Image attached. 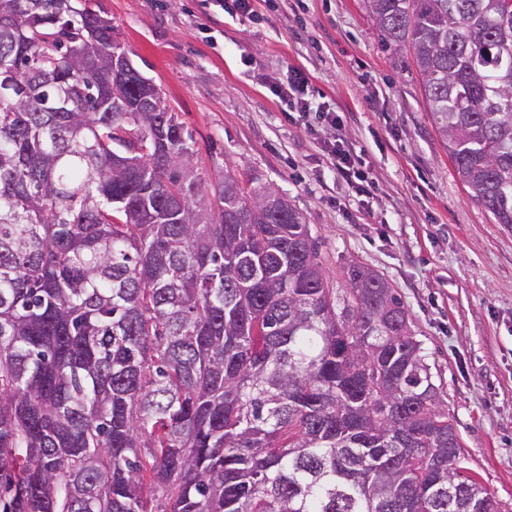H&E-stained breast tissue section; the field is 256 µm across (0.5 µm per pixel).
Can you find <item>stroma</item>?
Masks as SVG:
<instances>
[{
  "mask_svg": "<svg viewBox=\"0 0 512 512\" xmlns=\"http://www.w3.org/2000/svg\"><path fill=\"white\" fill-rule=\"evenodd\" d=\"M135 65L191 131L196 171L285 193L322 242L332 288L368 266L400 294L463 444L457 462L512 510V226L461 183L411 59L387 50L363 0H257L252 18L220 0H103ZM303 68L308 94L340 106L370 168L358 196L328 167L271 84Z\"/></svg>",
  "mask_w": 512,
  "mask_h": 512,
  "instance_id": "1",
  "label": "stroma"
}]
</instances>
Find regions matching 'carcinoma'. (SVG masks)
<instances>
[{
    "label": "carcinoma",
    "instance_id": "carcinoma-1",
    "mask_svg": "<svg viewBox=\"0 0 512 512\" xmlns=\"http://www.w3.org/2000/svg\"><path fill=\"white\" fill-rule=\"evenodd\" d=\"M366 4L512 225V0ZM2 69L0 512H504L395 291L330 288L274 188L205 186L100 3L0 0Z\"/></svg>",
    "mask_w": 512,
    "mask_h": 512
}]
</instances>
